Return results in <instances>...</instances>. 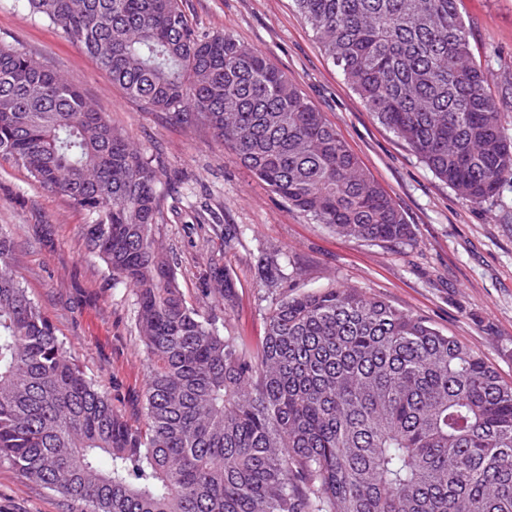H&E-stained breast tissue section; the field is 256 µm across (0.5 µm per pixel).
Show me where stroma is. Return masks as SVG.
Wrapping results in <instances>:
<instances>
[{"label":"stroma","instance_id":"1","mask_svg":"<svg viewBox=\"0 0 512 512\" xmlns=\"http://www.w3.org/2000/svg\"><path fill=\"white\" fill-rule=\"evenodd\" d=\"M472 57L492 95L512 102V0H456ZM202 35L224 32L265 53L336 127L363 168L412 225L414 241L343 237L291 208L241 166L204 128L189 130L130 98L81 48L34 16L26 0H0V44L29 55L77 87L140 151L156 156L161 214L158 248L188 304L206 300L211 264L234 292L214 310L223 334L260 346L276 299L343 287L377 296L429 320L480 353L512 382V188L476 206L437 179L369 112L324 53L294 0H183ZM89 215L0 160V229L16 242V269L67 352L107 392L127 424L143 428L147 361L132 289L116 286L88 254ZM281 269L265 288L260 263ZM0 512H74L59 494L32 484L0 459Z\"/></svg>","mask_w":512,"mask_h":512}]
</instances>
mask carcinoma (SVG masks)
<instances>
[{
	"mask_svg": "<svg viewBox=\"0 0 512 512\" xmlns=\"http://www.w3.org/2000/svg\"><path fill=\"white\" fill-rule=\"evenodd\" d=\"M129 96L205 127L336 233L413 230L336 128L260 51L197 34L181 0H27ZM380 123L482 206L512 185L506 108L456 0H295ZM0 157L86 212L84 243L133 289L149 365L133 429L67 353L0 230V458L77 512H512V382L426 319L348 288L276 301L261 347L186 302L155 248L161 171L74 86L0 44Z\"/></svg>",
	"mask_w": 512,
	"mask_h": 512,
	"instance_id": "cac0c4a2",
	"label": "carcinoma"
}]
</instances>
